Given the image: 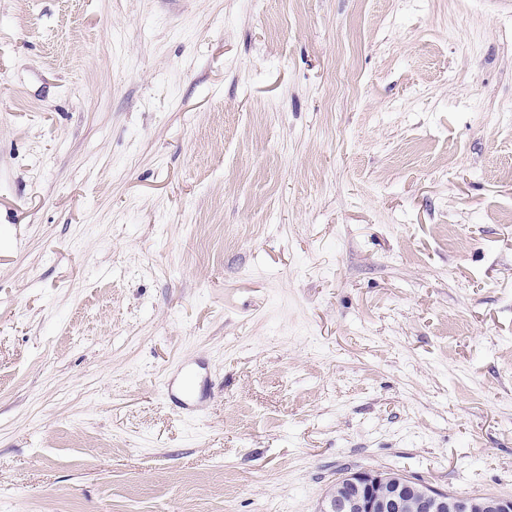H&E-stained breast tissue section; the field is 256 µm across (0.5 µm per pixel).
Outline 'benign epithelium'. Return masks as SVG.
Listing matches in <instances>:
<instances>
[{
    "label": "benign epithelium",
    "mask_w": 512,
    "mask_h": 512,
    "mask_svg": "<svg viewBox=\"0 0 512 512\" xmlns=\"http://www.w3.org/2000/svg\"><path fill=\"white\" fill-rule=\"evenodd\" d=\"M320 512H512V497L472 500L394 472L350 471Z\"/></svg>",
    "instance_id": "7a95c632"
}]
</instances>
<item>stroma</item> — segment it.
<instances>
[{
	"label": "stroma",
	"instance_id": "35a3bbf8",
	"mask_svg": "<svg viewBox=\"0 0 512 512\" xmlns=\"http://www.w3.org/2000/svg\"><path fill=\"white\" fill-rule=\"evenodd\" d=\"M510 214L512 0H0V512L512 496ZM320 512H512V497L461 498L405 475L349 471Z\"/></svg>",
	"mask_w": 512,
	"mask_h": 512
}]
</instances>
